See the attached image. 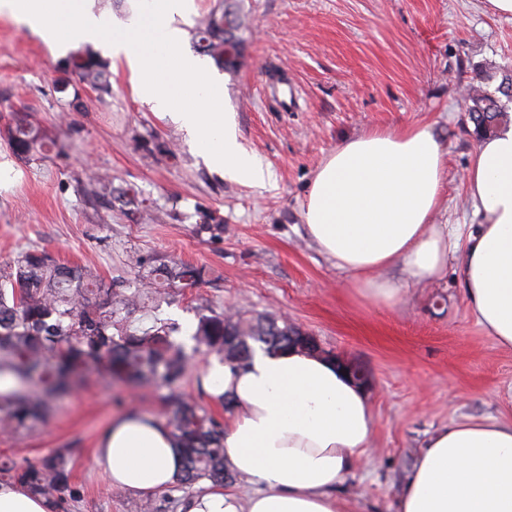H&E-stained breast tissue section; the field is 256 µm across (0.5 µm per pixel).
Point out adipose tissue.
Wrapping results in <instances>:
<instances>
[{
  "mask_svg": "<svg viewBox=\"0 0 512 512\" xmlns=\"http://www.w3.org/2000/svg\"><path fill=\"white\" fill-rule=\"evenodd\" d=\"M444 169L442 147L424 123L348 139L309 185V236L357 294L381 307L402 292L390 268L420 283L441 278L449 254H460L470 313L512 348V123L481 138L467 168L476 230L436 223ZM203 384L231 400L224 452L256 489L242 498L213 487L191 497L185 512H345L336 490L374 427L363 390L324 358L297 351L258 350L242 369L211 360ZM93 463L140 497L171 487L181 468L169 429L136 411L105 430ZM399 512H512V420H463L435 431Z\"/></svg>",
  "mask_w": 512,
  "mask_h": 512,
  "instance_id": "adipose-tissue-1",
  "label": "adipose tissue"
}]
</instances>
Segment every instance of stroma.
Wrapping results in <instances>:
<instances>
[{"instance_id": "stroma-1", "label": "stroma", "mask_w": 512, "mask_h": 512, "mask_svg": "<svg viewBox=\"0 0 512 512\" xmlns=\"http://www.w3.org/2000/svg\"><path fill=\"white\" fill-rule=\"evenodd\" d=\"M224 0H194L184 55L200 58L224 87L241 142L269 177L251 186L206 166L177 127L137 98L125 62L104 58L110 93L62 67L63 54L0 13V267L29 251L88 267L119 288L141 271L186 263L197 287L162 305L160 318L194 327L197 309L272 315L362 364L374 414L372 444L354 457L338 491L349 512H397L399 493L436 429L468 418L512 419V349L499 347L471 315L448 259L441 279L404 285L393 307L347 288L311 241L303 203L317 168L344 140L372 129L430 125L446 165L440 224H477L465 173L479 138L465 110L473 90L512 79V17L486 0H233L249 20L235 66L218 67L194 39L200 19ZM38 122L55 146L26 160L5 133L16 114ZM108 174L125 202L85 188ZM211 360L193 352L184 395L227 422L228 407L202 385ZM74 393L50 419L0 456L37 461L74 451L78 494L57 512H139L93 456L109 422L129 405L166 419L165 389L79 370Z\"/></svg>"}]
</instances>
